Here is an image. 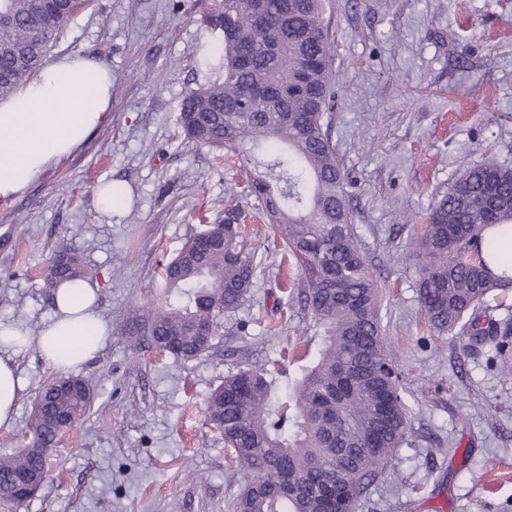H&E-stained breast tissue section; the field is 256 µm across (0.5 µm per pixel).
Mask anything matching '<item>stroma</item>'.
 <instances>
[{"label":"stroma","mask_w":512,"mask_h":512,"mask_svg":"<svg viewBox=\"0 0 512 512\" xmlns=\"http://www.w3.org/2000/svg\"><path fill=\"white\" fill-rule=\"evenodd\" d=\"M202 9V0H91L47 53L106 64L112 112L0 205V324L37 329L52 317L45 270L67 247L98 287L107 336L75 370L95 391L90 412L53 448L46 482L17 512H234L244 480L206 420L208 397L241 369L288 383L321 342L297 299L300 268L281 263L272 225L240 195L241 160L217 164L175 123L188 89L223 79ZM326 17L336 39L333 140L410 419L396 465L369 483L358 512H512V376L488 346L427 328L407 248L464 166L492 156L512 167V0H330ZM109 182L127 199L106 213L97 190ZM237 204L260 266L214 348L178 362L133 347L124 315L161 298V266L200 217ZM10 356L25 390L0 426V452L18 447L56 375L35 346Z\"/></svg>","instance_id":"obj_1"}]
</instances>
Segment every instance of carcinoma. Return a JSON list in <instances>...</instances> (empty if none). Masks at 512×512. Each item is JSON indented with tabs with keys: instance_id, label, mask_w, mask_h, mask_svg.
<instances>
[{
	"instance_id": "carcinoma-1",
	"label": "carcinoma",
	"mask_w": 512,
	"mask_h": 512,
	"mask_svg": "<svg viewBox=\"0 0 512 512\" xmlns=\"http://www.w3.org/2000/svg\"><path fill=\"white\" fill-rule=\"evenodd\" d=\"M81 0H0V98L41 68L62 24ZM324 0H214L203 16L216 34L224 79L189 90L176 116L185 138L252 165L248 191L273 224L283 257L305 270L301 295L323 343L300 379L281 387L266 372L241 370L209 396L206 418L246 480L235 512H356L366 482L398 458L408 431L389 343L381 327L373 270L348 205L328 112L336 98L335 44ZM238 209L191 235L163 265L164 293L125 320L140 345L177 360L209 351L202 327L219 328L253 287L255 251ZM512 224V168L492 158L463 169L409 242L427 327L489 341L505 370L512 323L486 317L489 301L512 291L482 248L489 227ZM224 236V244L203 239ZM74 251H60L51 282L84 278ZM24 446L0 453V501L21 505L42 487L48 461L32 454L91 409L94 393L78 377L55 378L38 395Z\"/></svg>"
}]
</instances>
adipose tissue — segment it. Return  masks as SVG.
I'll list each match as a JSON object with an SVG mask.
<instances>
[{
  "instance_id": "adipose-tissue-1",
  "label": "adipose tissue",
  "mask_w": 512,
  "mask_h": 512,
  "mask_svg": "<svg viewBox=\"0 0 512 512\" xmlns=\"http://www.w3.org/2000/svg\"><path fill=\"white\" fill-rule=\"evenodd\" d=\"M112 72L86 57H63L35 80L0 101V204L10 203L43 172L83 143L110 118ZM55 316L38 332L0 324V349L35 344L44 363L65 371L94 357L106 336L90 282H63L54 290Z\"/></svg>"
}]
</instances>
